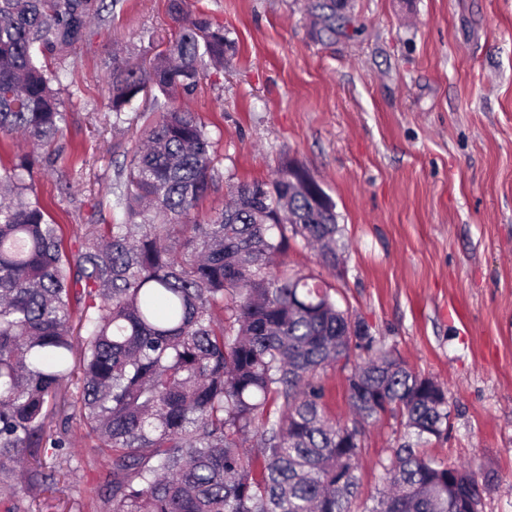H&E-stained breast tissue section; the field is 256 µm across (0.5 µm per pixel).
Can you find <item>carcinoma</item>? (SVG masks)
I'll list each match as a JSON object with an SVG mask.
<instances>
[{
    "mask_svg": "<svg viewBox=\"0 0 512 512\" xmlns=\"http://www.w3.org/2000/svg\"><path fill=\"white\" fill-rule=\"evenodd\" d=\"M340 7L315 0L311 13L333 31ZM102 11L104 0H0L1 136L56 141L64 74L39 56L67 55ZM170 11L178 31L158 52L148 42V62L112 55L104 111L119 117L148 92L164 99L108 190L120 222L88 225L73 252L32 183L35 162L54 158L0 166V508L29 512L26 498L78 470L77 417L111 459L112 512H354L361 435L390 412L404 434L363 512H459L481 495L478 470L419 448L448 431V388L380 346L315 276L270 272L290 236L336 268L333 200L311 202L285 159L192 222L214 186L212 143L176 102L224 64L228 40L188 0ZM360 351L350 418L333 422L321 372Z\"/></svg>",
    "mask_w": 512,
    "mask_h": 512,
    "instance_id": "obj_1",
    "label": "carcinoma"
}]
</instances>
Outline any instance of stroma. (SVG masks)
Returning a JSON list of instances; mask_svg holds the SVG:
<instances>
[{"mask_svg": "<svg viewBox=\"0 0 512 512\" xmlns=\"http://www.w3.org/2000/svg\"><path fill=\"white\" fill-rule=\"evenodd\" d=\"M232 44L181 104L212 142L217 186L198 220L223 209L229 186L298 161L336 204L347 245L336 270L289 239L290 268L319 275L341 308L417 372L448 388V434L426 454L471 464L480 512H512V0H344L336 34L310 0H190ZM177 30L169 0H118L90 42L48 58L67 71L59 155L34 188L65 245L88 223L120 219L108 187L135 147L139 97L114 126L101 107L113 48L139 55ZM79 470L34 512H112L107 454L71 421ZM403 434L387 415L367 428L361 492L384 483Z\"/></svg>", "mask_w": 512, "mask_h": 512, "instance_id": "35a3bbf8", "label": "stroma"}]
</instances>
